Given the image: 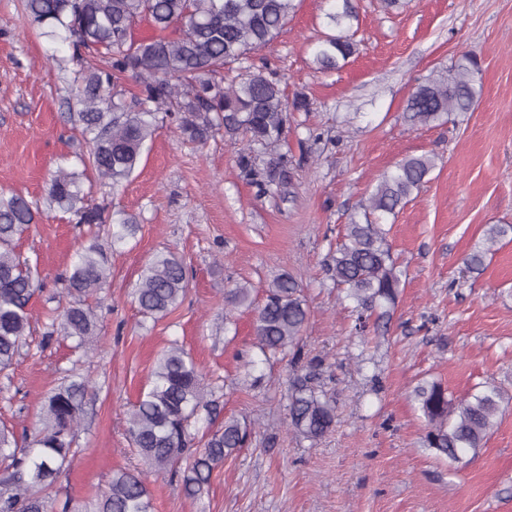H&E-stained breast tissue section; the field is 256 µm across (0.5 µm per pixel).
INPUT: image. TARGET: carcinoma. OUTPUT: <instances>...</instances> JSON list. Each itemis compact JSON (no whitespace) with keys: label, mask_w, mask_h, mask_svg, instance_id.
Here are the masks:
<instances>
[{"label":"carcinoma","mask_w":512,"mask_h":512,"mask_svg":"<svg viewBox=\"0 0 512 512\" xmlns=\"http://www.w3.org/2000/svg\"><path fill=\"white\" fill-rule=\"evenodd\" d=\"M296 9L295 0H23L28 22L60 44H71L80 64L73 119L91 144L80 157L83 171L58 169L45 196L29 200L0 192V372L12 364L30 332L28 304L41 275L20 260L14 238L49 211L71 213L78 224L97 228L76 252L63 276L72 301L62 312H50L43 335L84 341L94 335L97 316L87 299L111 276L108 251L135 236L137 224L126 218L111 223L102 207L90 203L82 188L85 171L114 189L129 178L146 143L153 141L160 113L176 122L187 140L205 143L222 130L234 138L243 135L246 153L239 158L254 169L252 153L267 156L257 170L260 185L287 188L294 171L278 151L290 110L308 108L305 95L288 100L280 81L262 69H248L237 80L224 82V64L272 43ZM336 29L318 41L314 62L328 71L340 67L355 47L349 30L358 20L353 0H341L326 14ZM147 21L156 35L136 41L134 26ZM106 58V66L98 58ZM478 62L463 56L417 87L406 106L409 119L421 126L453 114L471 112L477 105ZM132 80L138 110L125 101L124 84ZM435 169L433 157L410 156L385 173L362 205L364 222L346 225L344 241L336 247L327 269L334 284L356 302L358 331L363 332L374 312L395 304L401 271L391 254L383 221L404 207L412 194L428 182ZM486 250L464 259L465 270H484ZM183 261L174 253L148 260L134 288L140 312L156 318L170 312L186 292ZM252 289L239 285L225 296L231 307L251 305ZM308 309L298 281L282 274L266 289L255 310L256 347L262 354L288 352L301 359L300 340ZM306 374L288 392L290 426L302 439L316 443L335 422L328 394ZM88 382L66 380L48 399L40 426L24 446L14 430L0 425V512H152L150 490L141 472L119 470L108 490L80 509L70 497L52 500L48 490L58 481L72 454ZM203 375L195 361L177 345L157 359L152 381L139 396L127 420L131 445L157 473L182 479L184 491L195 496L210 481L215 467L248 447L251 427L226 418L211 430L203 450L194 448L191 422L204 410L217 416V405L207 399ZM416 397L429 427L423 445L449 463L477 453L500 413V392L489 388L457 401L437 383L418 387Z\"/></svg>","instance_id":"obj_1"}]
</instances>
